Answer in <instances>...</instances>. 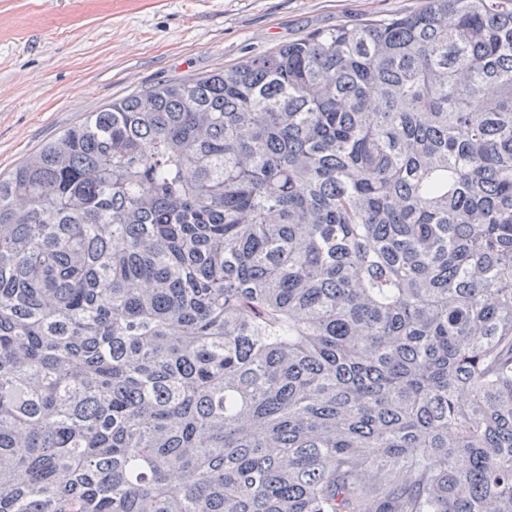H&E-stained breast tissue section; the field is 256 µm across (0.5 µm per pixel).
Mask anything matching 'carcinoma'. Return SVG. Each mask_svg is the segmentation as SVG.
I'll return each instance as SVG.
<instances>
[{
    "mask_svg": "<svg viewBox=\"0 0 512 512\" xmlns=\"http://www.w3.org/2000/svg\"><path fill=\"white\" fill-rule=\"evenodd\" d=\"M0 512H512V0L150 87L1 176Z\"/></svg>",
    "mask_w": 512,
    "mask_h": 512,
    "instance_id": "carcinoma-1",
    "label": "carcinoma"
}]
</instances>
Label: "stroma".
Instances as JSON below:
<instances>
[{
	"label": "stroma",
	"instance_id": "1",
	"mask_svg": "<svg viewBox=\"0 0 512 512\" xmlns=\"http://www.w3.org/2000/svg\"><path fill=\"white\" fill-rule=\"evenodd\" d=\"M423 0H0V174L115 100Z\"/></svg>",
	"mask_w": 512,
	"mask_h": 512
}]
</instances>
